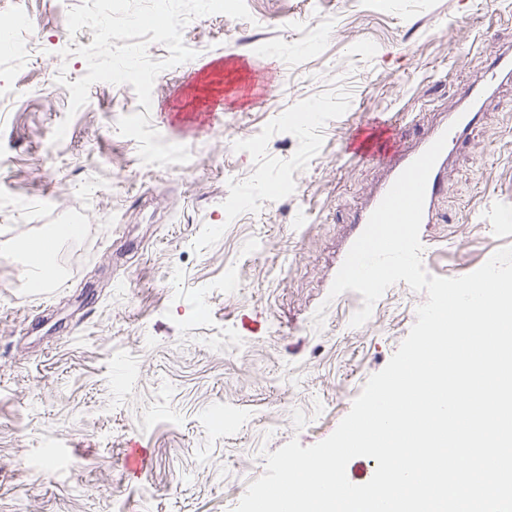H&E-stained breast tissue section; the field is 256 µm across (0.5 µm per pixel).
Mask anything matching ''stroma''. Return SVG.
<instances>
[{"instance_id":"stroma-1","label":"stroma","mask_w":512,"mask_h":512,"mask_svg":"<svg viewBox=\"0 0 512 512\" xmlns=\"http://www.w3.org/2000/svg\"><path fill=\"white\" fill-rule=\"evenodd\" d=\"M81 3L0 0V29L24 14L33 46L0 52V512H235L265 454L334 432L427 299L396 283L354 327L361 296L329 294L386 173L348 160L349 136L413 112L400 145L421 139L512 44V0H246L250 19H194L196 56L158 74L151 109L189 111L221 73L224 127L169 166L118 132L132 85L94 83L69 113L87 63L61 51L93 40L67 28ZM228 56L243 65L213 70ZM249 135L261 149L237 148ZM261 178L292 188L268 199ZM445 183L422 263L455 278L512 246V82ZM57 224L80 227L52 252L62 280L31 287L13 246ZM133 444L150 451L136 477Z\"/></svg>"}]
</instances>
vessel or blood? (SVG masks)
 <instances>
[{"label":"vessel or blood","instance_id":"obj_1","mask_svg":"<svg viewBox=\"0 0 512 512\" xmlns=\"http://www.w3.org/2000/svg\"><path fill=\"white\" fill-rule=\"evenodd\" d=\"M512 77V45L499 51L481 73L479 79L469 83L462 91L461 104L456 111L429 129L412 147L402 150L390 164L386 177L381 181L365 207L354 216L355 223H367L373 210L379 205L398 176L438 138H445L446 145L432 168L427 181L423 219L431 221L443 196V179L448 166L459 147L482 116L483 104L497 85ZM204 109L200 112H159L155 115L158 127L193 138L200 134H213L224 125L222 98L204 95Z\"/></svg>","mask_w":512,"mask_h":512}]
</instances>
